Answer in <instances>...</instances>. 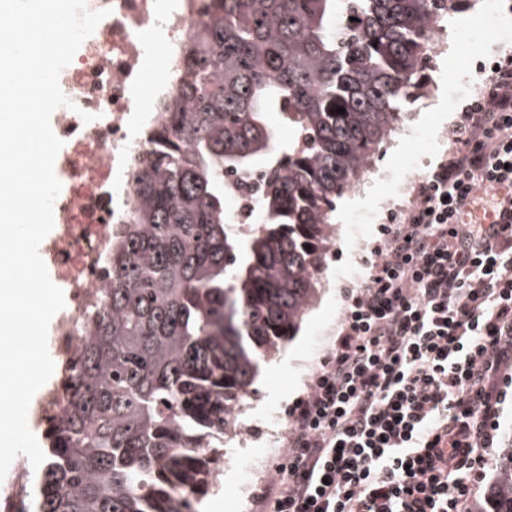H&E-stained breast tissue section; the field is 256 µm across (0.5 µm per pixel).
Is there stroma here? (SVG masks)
I'll use <instances>...</instances> for the list:
<instances>
[{
	"label": "stroma",
	"instance_id": "obj_1",
	"mask_svg": "<svg viewBox=\"0 0 512 512\" xmlns=\"http://www.w3.org/2000/svg\"><path fill=\"white\" fill-rule=\"evenodd\" d=\"M481 0H456L452 26L440 34L441 46L429 55L422 72L425 87L402 112L401 124L416 127V135L403 133L385 139L374 157L387 180L366 183L338 199L333 222L338 229L336 260L318 284V297L298 330L282 343L279 352L263 362L238 418L241 431L225 438L223 472L216 486L203 496L210 512H250L254 495L269 482L268 472L281 461L284 442L273 415L288 416L307 389L312 373L329 351L336 335L347 290L358 287L367 276V260L381 238L380 219L405 199L416 175L427 174L447 151L467 97L449 100L448 90L461 83L482 89V62L512 45L496 36H484L482 50L475 55L458 52L456 43L476 19ZM396 178L401 192L391 193L389 178ZM356 213L376 214L371 224L351 223Z\"/></svg>",
	"mask_w": 512,
	"mask_h": 512
}]
</instances>
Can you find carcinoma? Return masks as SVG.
<instances>
[{"mask_svg":"<svg viewBox=\"0 0 512 512\" xmlns=\"http://www.w3.org/2000/svg\"><path fill=\"white\" fill-rule=\"evenodd\" d=\"M444 2L207 0L16 512H197L260 359L317 297L336 199L422 90ZM256 168L261 223L234 228L224 172ZM477 512H512V441Z\"/></svg>","mask_w":512,"mask_h":512,"instance_id":"cac0c4a2","label":"carcinoma"}]
</instances>
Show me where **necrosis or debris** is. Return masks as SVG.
Returning <instances> with one entry per match:
<instances>
[{
    "mask_svg": "<svg viewBox=\"0 0 512 512\" xmlns=\"http://www.w3.org/2000/svg\"><path fill=\"white\" fill-rule=\"evenodd\" d=\"M87 6L106 16L60 74L69 103L54 112L53 131L63 142L54 165L61 181L57 228L40 249L53 283L65 290L51 331L55 357L65 366L79 352L112 240L128 220L132 174L154 150L162 104L178 90L187 33L205 18L201 0H87ZM158 56L166 75L147 83ZM85 112L92 122H83Z\"/></svg>",
    "mask_w": 512,
    "mask_h": 512,
    "instance_id": "necrosis-or-debris-1",
    "label": "necrosis or debris"
}]
</instances>
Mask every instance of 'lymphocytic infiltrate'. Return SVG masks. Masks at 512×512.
<instances>
[{"label":"lymphocytic infiltrate","mask_w":512,"mask_h":512,"mask_svg":"<svg viewBox=\"0 0 512 512\" xmlns=\"http://www.w3.org/2000/svg\"><path fill=\"white\" fill-rule=\"evenodd\" d=\"M347 291L260 512H465L512 368V54Z\"/></svg>","instance_id":"1"}]
</instances>
